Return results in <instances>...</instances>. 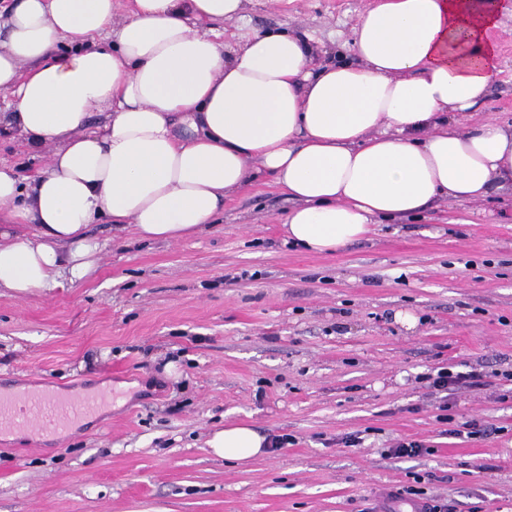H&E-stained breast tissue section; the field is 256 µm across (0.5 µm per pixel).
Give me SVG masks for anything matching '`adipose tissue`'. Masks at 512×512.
Masks as SVG:
<instances>
[{
  "label": "adipose tissue",
  "instance_id": "obj_1",
  "mask_svg": "<svg viewBox=\"0 0 512 512\" xmlns=\"http://www.w3.org/2000/svg\"><path fill=\"white\" fill-rule=\"evenodd\" d=\"M15 0L0 16V130L46 170L0 166V289L25 297L93 273L100 218L137 239L204 231L262 176L295 206L286 240L332 253L371 225L512 183V126L474 119L499 73V0H372L349 60L307 33L252 30L247 0ZM235 20L226 48L214 22ZM105 115L91 128L94 112ZM245 460L267 439L235 424L208 441Z\"/></svg>",
  "mask_w": 512,
  "mask_h": 512
}]
</instances>
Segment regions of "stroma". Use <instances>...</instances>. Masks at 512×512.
I'll use <instances>...</instances> for the list:
<instances>
[{"instance_id": "stroma-1", "label": "stroma", "mask_w": 512, "mask_h": 512, "mask_svg": "<svg viewBox=\"0 0 512 512\" xmlns=\"http://www.w3.org/2000/svg\"><path fill=\"white\" fill-rule=\"evenodd\" d=\"M367 0H248L253 27L313 32L345 54ZM479 114L512 124V11ZM49 152L0 134V166L33 178ZM293 201L260 179L202 233L142 242L108 221L82 282L0 292V386L112 391L65 438L0 434V512H370L421 475L455 512H512V383L454 395L444 420L421 375L512 369V185L375 225L333 254L284 242ZM498 426L486 440L449 425ZM244 422L294 441L246 461L207 446ZM357 432L360 445H338ZM431 446L415 459L385 450Z\"/></svg>"}]
</instances>
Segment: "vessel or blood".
<instances>
[{
    "label": "vessel or blood",
    "instance_id": "vessel-or-blood-1",
    "mask_svg": "<svg viewBox=\"0 0 512 512\" xmlns=\"http://www.w3.org/2000/svg\"><path fill=\"white\" fill-rule=\"evenodd\" d=\"M103 402V397L95 394L51 396L28 390H18L8 396L0 394V429L35 427L62 437L73 423L94 414Z\"/></svg>",
    "mask_w": 512,
    "mask_h": 512
}]
</instances>
